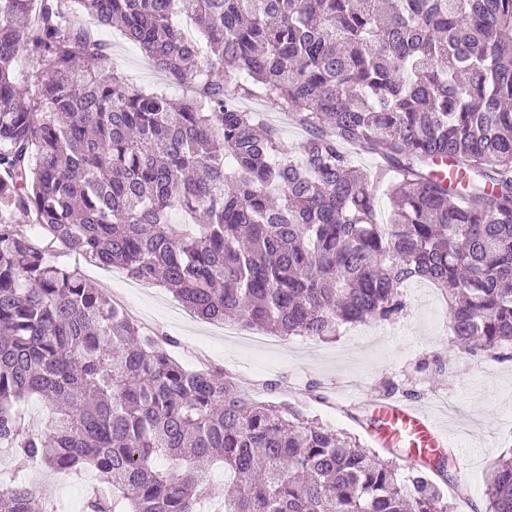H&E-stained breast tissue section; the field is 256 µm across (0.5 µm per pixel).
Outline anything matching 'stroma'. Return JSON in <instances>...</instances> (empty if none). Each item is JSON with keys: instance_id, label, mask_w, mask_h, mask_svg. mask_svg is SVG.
<instances>
[{"instance_id": "1", "label": "stroma", "mask_w": 512, "mask_h": 512, "mask_svg": "<svg viewBox=\"0 0 512 512\" xmlns=\"http://www.w3.org/2000/svg\"><path fill=\"white\" fill-rule=\"evenodd\" d=\"M101 36L109 44L103 73L116 72L139 86H164L174 97L183 96V88L167 85L118 30ZM245 107L275 128L286 148H294L305 135L291 114H272L261 98L246 101ZM63 261L78 266L109 296L121 297L142 325L166 334V349L180 364L195 370L206 364L229 374L244 371L254 398L344 432L364 447L376 446L367 424L376 401L402 399L435 413L448 425L455 460L436 479L452 512H468L474 497H487L490 471L512 453V360L475 359L459 349L449 325L448 298L427 281L403 288L405 307L392 321L347 325L332 340L290 336L259 347L246 336L225 337L223 325L194 316L166 288L72 255ZM25 477L56 502L69 496L84 503L97 484L90 471L48 480L41 465L29 467ZM460 488L465 491L461 497L456 494Z\"/></svg>"}]
</instances>
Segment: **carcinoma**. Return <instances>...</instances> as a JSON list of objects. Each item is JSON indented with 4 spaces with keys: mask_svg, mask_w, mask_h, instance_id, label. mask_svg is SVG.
<instances>
[{
    "mask_svg": "<svg viewBox=\"0 0 512 512\" xmlns=\"http://www.w3.org/2000/svg\"><path fill=\"white\" fill-rule=\"evenodd\" d=\"M114 24L181 101L100 73ZM252 97L308 137L282 146ZM56 244L282 337L391 321L399 288L427 280L469 356L512 359V0H0V445L20 468L95 471L84 512H198L216 463L231 489L214 512H448L429 473L452 456L404 477L183 368ZM34 395L57 406L40 431L23 424ZM488 483L490 512H512L511 456ZM0 509L56 512L22 479Z\"/></svg>",
    "mask_w": 512,
    "mask_h": 512,
    "instance_id": "1",
    "label": "carcinoma"
}]
</instances>
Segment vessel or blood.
Instances as JSON below:
<instances>
[{"label":"vessel or blood","instance_id":"vessel-or-blood-1","mask_svg":"<svg viewBox=\"0 0 512 512\" xmlns=\"http://www.w3.org/2000/svg\"><path fill=\"white\" fill-rule=\"evenodd\" d=\"M374 439L384 448H402L409 462H424L448 451V433L421 407L385 400L373 407Z\"/></svg>","mask_w":512,"mask_h":512}]
</instances>
